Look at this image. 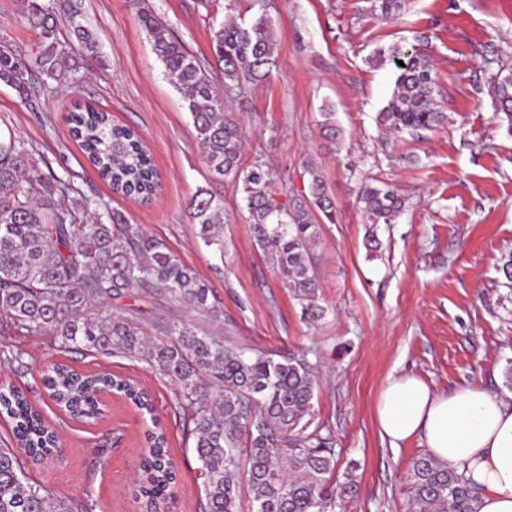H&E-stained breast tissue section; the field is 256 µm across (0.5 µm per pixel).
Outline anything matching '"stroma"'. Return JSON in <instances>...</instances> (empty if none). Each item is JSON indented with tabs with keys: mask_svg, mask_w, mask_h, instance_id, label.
<instances>
[{
	"mask_svg": "<svg viewBox=\"0 0 512 512\" xmlns=\"http://www.w3.org/2000/svg\"><path fill=\"white\" fill-rule=\"evenodd\" d=\"M61 39L74 54L80 25L98 37L74 88L38 85L34 105L0 82V136L30 150L42 172L69 183L74 198L123 211L130 224L161 239L205 280L224 304L209 330L225 343L282 358L305 354L321 371L313 419L335 442L336 476L354 492L343 512H406V473L425 449L412 437L391 446L379 433L376 403L389 379L413 375L438 392L477 384L506 395L512 364V288L501 270L512 252V135L494 117L488 84L512 70V0H404L399 19L372 11L373 0H267L275 26L277 68L271 77L228 95L244 124L242 165L268 162L295 193H304L306 161L323 175L336 220L320 226L314 271L326 319L309 326L282 274L256 245L232 181H214L181 93L164 73L142 26L153 13L202 68L213 63L211 33L228 16L246 21L251 0H49ZM17 0H0V49L31 54L35 33L20 22ZM395 44L429 56L437 73L440 111L448 123L402 132L382 142L377 112L392 95L395 65L383 53ZM498 50L486 64L474 47ZM135 127L149 147L161 188L148 202L112 193L70 134L74 97ZM332 107L343 132L339 145L320 133ZM395 187L405 210L390 224H370L356 201L359 180ZM224 199V252L197 244L187 206L199 187ZM378 249H370L367 237ZM117 305L144 324L195 319L186 304L133 294ZM27 368L0 363V381L23 388L45 421L59 430L60 448L43 465L27 466L34 481L93 512H145L138 474L146 432L167 436L177 480L166 512H203L205 504L188 413L172 385L145 363L122 357L69 354L85 372L109 371L138 381L154 412L112 397L86 424L65 417L47 396L39 370L52 355L44 338L16 336Z\"/></svg>",
	"mask_w": 512,
	"mask_h": 512,
	"instance_id": "stroma-1",
	"label": "stroma"
}]
</instances>
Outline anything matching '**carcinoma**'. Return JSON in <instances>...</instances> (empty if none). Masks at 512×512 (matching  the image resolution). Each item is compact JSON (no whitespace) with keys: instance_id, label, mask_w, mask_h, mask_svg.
I'll list each match as a JSON object with an SVG mask.
<instances>
[{"instance_id":"carcinoma-1","label":"carcinoma","mask_w":512,"mask_h":512,"mask_svg":"<svg viewBox=\"0 0 512 512\" xmlns=\"http://www.w3.org/2000/svg\"><path fill=\"white\" fill-rule=\"evenodd\" d=\"M19 18L39 34L34 64L19 52L0 50V81L32 102L36 84L72 82L78 62L61 44L59 18L44 0H19ZM141 21L157 59L181 91L209 171L230 179L248 213L256 244L284 276L299 300L302 319L314 324L327 315L313 270L318 218L332 222L335 210L327 185L306 165L308 191H288L269 166L240 162L242 126L224 112V97L211 73L175 41L152 14ZM72 34L86 51L97 46L81 25ZM213 70L226 88L270 77L277 65L273 24L264 10L249 21H228L213 30ZM389 56L398 75L388 104L377 114L381 130H428L448 121L437 109L436 72L419 49L395 45ZM403 65H398V61ZM490 95L512 129V73H497ZM326 137L342 132L331 107L323 112ZM74 136L112 191L141 201L161 187L153 157L132 128L114 125L108 114L86 104L70 115ZM358 202L372 224H389L405 201L387 183L365 182ZM199 225L198 244L224 256L220 231L224 200L204 187L190 201ZM156 292L186 302L208 322L224 319L209 286L166 244L128 224L124 213L107 209L92 216L87 201L67 199L66 184L39 172L29 152L13 138L0 140V336H40L55 353L104 354L143 361L176 388L193 424L194 452L206 512H336L351 481L336 479L331 434L312 426L319 389L314 364L305 355L282 360L241 346H226L191 321L156 325L151 336L133 316L112 309L123 295ZM43 382L51 398L74 418L97 415L98 396L115 393L152 412L146 392L133 381L110 374L83 375L52 363ZM0 414L13 423V438L34 462L57 447L24 391L0 390ZM143 459L141 494L147 512H162L176 473L163 434H151ZM409 512H479L475 489L464 473L441 465L428 452L415 456L406 475ZM0 512H92L83 503L59 499L25 475L20 457L0 447Z\"/></svg>"}]
</instances>
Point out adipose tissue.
<instances>
[{
  "instance_id": "ef3b65f1",
  "label": "adipose tissue",
  "mask_w": 512,
  "mask_h": 512,
  "mask_svg": "<svg viewBox=\"0 0 512 512\" xmlns=\"http://www.w3.org/2000/svg\"><path fill=\"white\" fill-rule=\"evenodd\" d=\"M376 418L390 443L421 437L438 462L465 473L480 512H512V396L469 384L439 393L409 375L387 382Z\"/></svg>"
}]
</instances>
